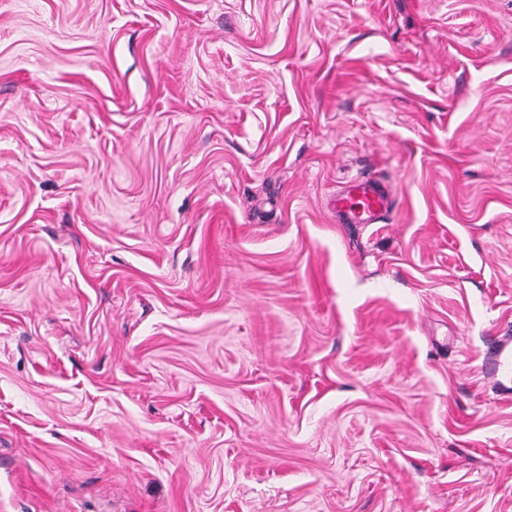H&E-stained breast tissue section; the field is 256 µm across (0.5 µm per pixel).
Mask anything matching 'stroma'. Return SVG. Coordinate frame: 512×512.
<instances>
[{
  "instance_id": "1",
  "label": "stroma",
  "mask_w": 512,
  "mask_h": 512,
  "mask_svg": "<svg viewBox=\"0 0 512 512\" xmlns=\"http://www.w3.org/2000/svg\"><path fill=\"white\" fill-rule=\"evenodd\" d=\"M507 328L512 0H0V512H512ZM335 207L347 224H378L390 208L389 187L369 176L359 178L340 191ZM480 373L500 394H512V336H499L487 348Z\"/></svg>"
}]
</instances>
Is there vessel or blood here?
<instances>
[{"instance_id":"1","label":"vessel or blood","mask_w":512,"mask_h":512,"mask_svg":"<svg viewBox=\"0 0 512 512\" xmlns=\"http://www.w3.org/2000/svg\"><path fill=\"white\" fill-rule=\"evenodd\" d=\"M336 213L350 224H376L390 208L387 184L372 177L355 180L340 191L335 202ZM481 374L500 394H512V336L496 338L487 348L481 363Z\"/></svg>"}]
</instances>
